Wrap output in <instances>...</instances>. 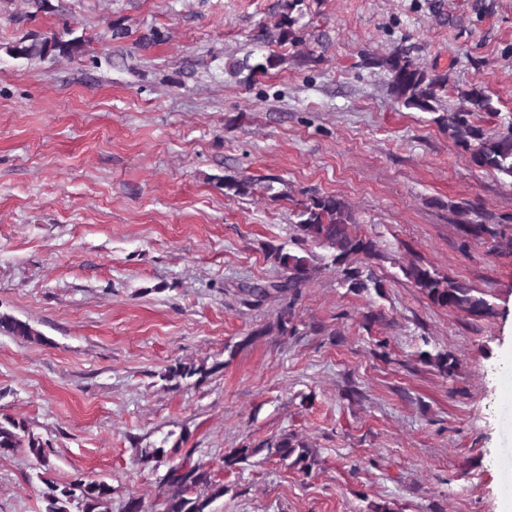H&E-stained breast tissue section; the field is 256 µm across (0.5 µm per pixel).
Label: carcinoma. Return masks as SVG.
I'll list each match as a JSON object with an SVG mask.
<instances>
[{
	"label": "carcinoma",
	"instance_id": "cac0c4a2",
	"mask_svg": "<svg viewBox=\"0 0 512 512\" xmlns=\"http://www.w3.org/2000/svg\"><path fill=\"white\" fill-rule=\"evenodd\" d=\"M303 2L304 0H280L278 23L272 28L260 27L255 34L256 43L261 46L273 41L291 44L303 42L301 31L296 28ZM90 42L91 39L75 36L71 29L64 27L49 37L23 36L6 46V54L16 60L42 61L53 60L58 54L70 59L86 56L89 61L98 64L100 58L89 54ZM281 62L282 59L275 55H258L252 51L229 64V72L240 78V82L248 84L254 80L256 74L263 73ZM369 65L386 72L388 93L395 102L407 109L421 112H446L441 121L451 138L465 147L473 141L478 142L473 161L482 168L512 179V124L497 135L487 138L471 121V117L477 112L493 111L491 98L484 89L476 86L460 89L457 94L459 105L445 107L442 93L447 91L448 75L428 71L411 57L406 48L398 46L386 56L372 57ZM220 181L224 190L234 196L244 197L252 193L253 182L250 177L226 175ZM297 217L298 221L294 224L296 238L309 241L325 250L334 265L344 264L353 257H382L375 241L354 232L355 220L352 213L345 202L334 195L310 196L300 203ZM269 255L283 270V274L264 284L242 286L244 293L258 301L297 295L316 270L312 254L298 255L285 252L281 247H272ZM401 270L435 306L465 310L474 315L485 314L490 309L487 299L475 294L467 284L441 276L422 263H411L401 267ZM344 275L348 287L356 292L381 287L374 273H367L360 267L347 266L344 268ZM0 332L26 341H43L42 335L31 325L2 312ZM420 357L447 376L456 368V362L449 361L446 353L433 355L424 351ZM204 372L202 366L180 363L168 368L164 378L169 381L179 377L191 378ZM262 447L266 448L268 454L283 460L294 458L293 465L300 466L302 472L311 468L308 463L309 449L292 443L286 436L269 440ZM14 448L28 449L40 466L46 471L49 470L51 461L47 453L48 444L24 423L5 417L0 421V452ZM205 482L208 483L207 494L195 497L189 495L193 487ZM165 484L169 490L162 512H209L210 504L224 496V486L207 482V476L200 470V466L191 463L188 458L167 472ZM46 486L44 512H71L78 504L82 505L83 512H112V488L104 481L86 480L78 476L61 487L51 482L46 483Z\"/></svg>",
	"mask_w": 512,
	"mask_h": 512
}]
</instances>
